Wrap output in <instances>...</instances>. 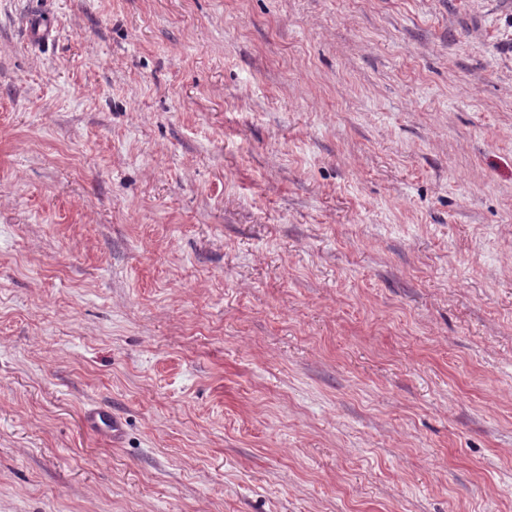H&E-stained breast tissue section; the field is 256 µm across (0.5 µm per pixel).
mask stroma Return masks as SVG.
<instances>
[{
    "mask_svg": "<svg viewBox=\"0 0 512 512\" xmlns=\"http://www.w3.org/2000/svg\"><path fill=\"white\" fill-rule=\"evenodd\" d=\"M0 512H512V0H0ZM84 420L89 428L108 436L112 440V444L117 443L122 436V421L107 411L95 410L89 412L85 415Z\"/></svg>",
    "mask_w": 512,
    "mask_h": 512,
    "instance_id": "35a3bbf8",
    "label": "stroma"
}]
</instances>
